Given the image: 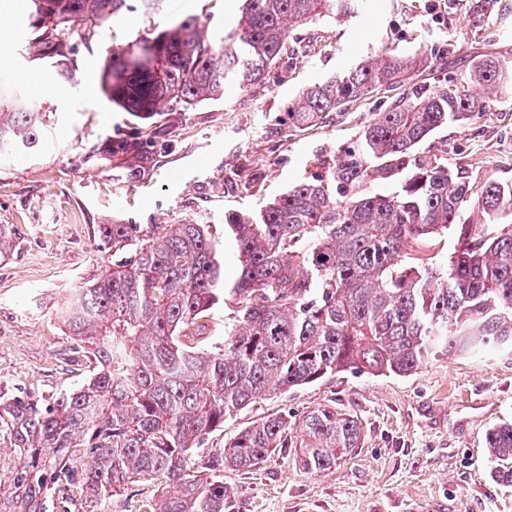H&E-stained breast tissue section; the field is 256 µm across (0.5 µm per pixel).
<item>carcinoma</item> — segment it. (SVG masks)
Returning a JSON list of instances; mask_svg holds the SVG:
<instances>
[{
	"instance_id": "cac0c4a2",
	"label": "carcinoma",
	"mask_w": 512,
	"mask_h": 512,
	"mask_svg": "<svg viewBox=\"0 0 512 512\" xmlns=\"http://www.w3.org/2000/svg\"><path fill=\"white\" fill-rule=\"evenodd\" d=\"M165 0H31L29 45L76 76L69 34L97 39L113 19L158 12ZM360 0H244L237 24L205 39L193 15L107 52L99 72L106 101L150 122L212 100L224 87L264 78L288 53L293 26L325 14L351 15ZM437 53L388 56L304 88L288 106V130L323 124L370 93L441 68ZM512 63L486 55L467 83L418 88L376 112L360 150L302 180L252 215L224 216L238 273L224 280V251L208 224H100L111 270L65 298L59 315L81 343L93 374L53 402L0 395V432L18 465L0 512H106L134 479H166L155 512H225L224 465L249 470L299 439V464L323 472L359 446L353 415L317 408L293 422L263 420L237 433L220 461L192 462L207 435L273 394L344 371L406 377L438 353L512 351V183L480 179L435 159L412 161L437 129L497 101ZM0 157L35 147L41 117L21 96L0 93ZM397 190L360 187L381 175ZM455 238L445 264L419 251ZM232 302L217 351L187 343L201 319ZM493 477L512 486V422L486 435Z\"/></svg>"
}]
</instances>
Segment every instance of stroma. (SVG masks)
Wrapping results in <instances>:
<instances>
[{"label":"stroma","mask_w":512,"mask_h":512,"mask_svg":"<svg viewBox=\"0 0 512 512\" xmlns=\"http://www.w3.org/2000/svg\"><path fill=\"white\" fill-rule=\"evenodd\" d=\"M481 2L365 0L355 15L297 25L294 56L260 82L226 86L223 97L165 113L148 129L103 98L106 49L188 15L205 19L208 36L228 32L241 0H168L161 13L110 22L92 44L71 36L78 70L70 81L29 53L30 0H0V78L43 114L39 148L0 157V225L12 234L0 255V393L46 402L87 378L89 361L56 307L111 268L98 225L209 224L223 236L225 214L254 211L357 149L372 113L409 90L374 92L324 125L277 132L307 85L385 56L438 51L439 79L456 81L487 52L512 59V0ZM414 156L512 183V98L439 128ZM326 405L360 420V446L324 472L304 469L289 447L253 469H225L229 512H512V487L491 477L485 448L487 430L512 421V353L493 347L436 356L408 377L347 371L259 400L227 418L197 455L222 454L260 420ZM162 490L156 480L130 483L112 512H152Z\"/></svg>","instance_id":"stroma-1"}]
</instances>
